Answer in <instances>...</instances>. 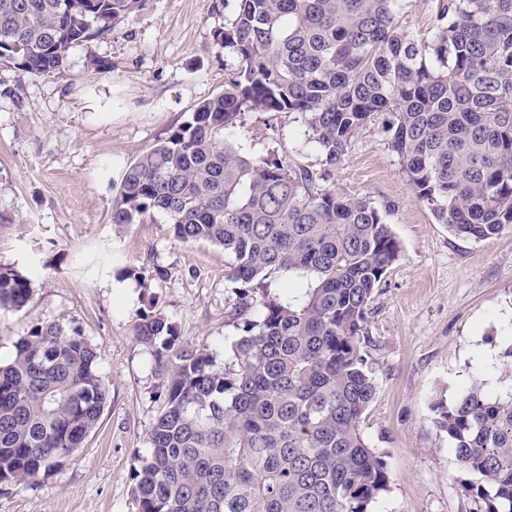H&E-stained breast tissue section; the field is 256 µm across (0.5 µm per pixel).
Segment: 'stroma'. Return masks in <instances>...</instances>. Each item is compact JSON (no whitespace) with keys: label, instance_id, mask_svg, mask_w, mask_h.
<instances>
[{"label":"stroma","instance_id":"stroma-1","mask_svg":"<svg viewBox=\"0 0 512 512\" xmlns=\"http://www.w3.org/2000/svg\"><path fill=\"white\" fill-rule=\"evenodd\" d=\"M237 0H146L110 37L75 48L55 77L0 65V266L32 281L20 311L0 309V361L31 322L75 327L99 347L108 390L97 428L61 468L0 485V512H138L132 475L148 448L162 388L135 333L157 300L186 347L234 364L241 336L230 311L222 247L177 240L166 215L115 227L112 204L129 165L220 93L238 66L216 34ZM304 124L288 113H245L228 131L254 159L317 164ZM329 188L387 211L401 247L370 304L363 351L376 395L361 424L386 463L371 512H485L437 404H451L512 334V229L475 242L449 233L419 202L380 120L354 138ZM151 277L143 287L142 277Z\"/></svg>","mask_w":512,"mask_h":512}]
</instances>
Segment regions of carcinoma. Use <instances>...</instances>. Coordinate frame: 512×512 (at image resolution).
Listing matches in <instances>:
<instances>
[{
  "mask_svg": "<svg viewBox=\"0 0 512 512\" xmlns=\"http://www.w3.org/2000/svg\"><path fill=\"white\" fill-rule=\"evenodd\" d=\"M145 0H0V64L65 71L72 50L108 37ZM403 0H238L217 34L239 66L224 91L123 175L116 226L164 213L181 242L208 240L241 284L235 368L180 344L152 304L136 335L163 379L138 512H368L389 484L361 422L375 396L363 354L369 305L400 245L372 201L326 186L355 135L383 117L415 197L451 234L483 241L512 225V0H438L429 35ZM298 113L318 167L253 160L224 136L242 112ZM285 292L261 282L271 273ZM307 287L293 288L299 278ZM30 282L0 268V308ZM98 347L34 322L0 364V484L60 468L107 402ZM435 424L486 512H512V343L496 386L473 380Z\"/></svg>",
  "mask_w": 512,
  "mask_h": 512,
  "instance_id": "obj_1",
  "label": "carcinoma"
}]
</instances>
